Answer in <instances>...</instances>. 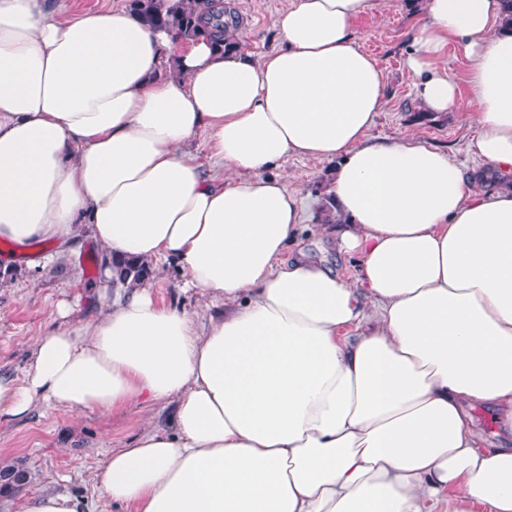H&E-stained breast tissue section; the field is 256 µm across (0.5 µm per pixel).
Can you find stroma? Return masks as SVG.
Listing matches in <instances>:
<instances>
[{"label": "stroma", "instance_id": "obj_1", "mask_svg": "<svg viewBox=\"0 0 512 512\" xmlns=\"http://www.w3.org/2000/svg\"><path fill=\"white\" fill-rule=\"evenodd\" d=\"M237 15L241 52L260 57L279 47L275 28L287 0H224ZM370 10L355 23L361 49L374 57L386 77V103L371 134L376 138L416 136L422 142L446 149L452 161L471 174L477 190L491 189L487 164L467 147L478 134L469 114L476 106L463 78L467 60L456 48L448 50V71L459 80L461 108L456 112H430L418 105L414 80L405 60L412 50L414 29L425 19L424 0H370ZM334 162L292 158L276 169L285 186L302 198L304 221L309 227L334 218L329 203ZM99 250L84 238L53 263L17 268L16 277L0 284V371L23 379L32 344L52 325L59 302L80 298L81 313L71 324L96 314L100 302L86 284L87 259ZM168 409L146 411L131 406L116 412L87 410L79 413L57 407L35 406L21 418H0V459H21L32 479L23 495L15 497L8 512H21L26 497L46 491H69L87 498L91 512H124L103 503L93 476L112 449L134 437L165 426Z\"/></svg>", "mask_w": 512, "mask_h": 512}]
</instances>
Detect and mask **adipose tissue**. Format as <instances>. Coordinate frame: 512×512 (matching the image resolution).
<instances>
[{
  "instance_id": "adipose-tissue-1",
  "label": "adipose tissue",
  "mask_w": 512,
  "mask_h": 512,
  "mask_svg": "<svg viewBox=\"0 0 512 512\" xmlns=\"http://www.w3.org/2000/svg\"><path fill=\"white\" fill-rule=\"evenodd\" d=\"M369 0H288L253 59L144 25L0 0V252L91 238L170 259L206 311L101 272V313L35 340L0 416L37 404L172 409L95 476L128 512H512V187L475 191L446 150L370 134L385 76L357 42ZM408 68L469 150L512 175V27L501 0H426ZM205 133L217 168L184 146ZM335 161L314 233L353 281L283 255L301 202L272 169ZM494 412L487 440L476 409Z\"/></svg>"
}]
</instances>
